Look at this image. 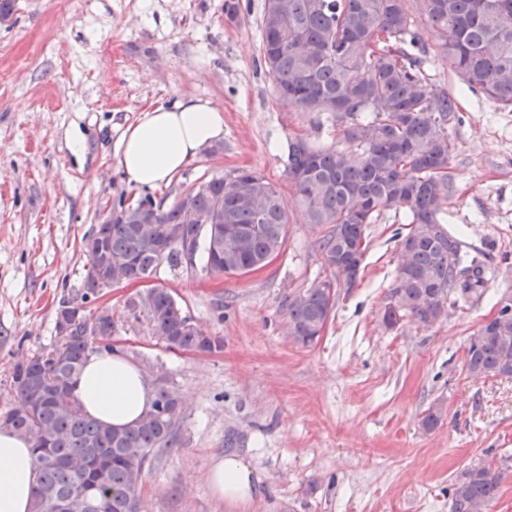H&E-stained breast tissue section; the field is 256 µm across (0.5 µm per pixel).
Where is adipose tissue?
<instances>
[{"mask_svg":"<svg viewBox=\"0 0 512 512\" xmlns=\"http://www.w3.org/2000/svg\"><path fill=\"white\" fill-rule=\"evenodd\" d=\"M224 136V112L209 100L175 96L145 109L116 143L118 165L137 188H155L197 160ZM74 394L88 416L112 427L136 424L151 411L154 389L135 363L116 351L91 354ZM32 445L0 429V512H31ZM250 462L236 454L214 459L208 485L232 507H248L262 494Z\"/></svg>","mask_w":512,"mask_h":512,"instance_id":"ef3b65f1","label":"adipose tissue"}]
</instances>
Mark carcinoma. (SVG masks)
Here are the masks:
<instances>
[{
    "mask_svg": "<svg viewBox=\"0 0 512 512\" xmlns=\"http://www.w3.org/2000/svg\"><path fill=\"white\" fill-rule=\"evenodd\" d=\"M432 29L435 47L448 67L472 92L512 107V0H418ZM419 47L415 20L406 0H265L262 53L278 79L277 100L292 112H329L345 147L313 146L288 139L287 173L306 221L328 227L320 240L321 280L288 301L293 344L318 343L336 305L331 286L344 268L336 257L350 251L363 263L366 231L387 211L404 212L408 231L398 242L392 298L401 314L425 328L450 297L464 291L482 295L487 267L478 255L462 253L461 242L444 227L448 201L451 142L448 128L460 121L457 101L430 80ZM368 112L372 118L354 120ZM224 223L212 224L190 244L161 252L152 238H163L172 224L188 223L174 203L157 209L153 224L114 217L98 226L92 243L103 244L112 269L136 278L154 275L162 264L196 266L211 276H240L286 243L288 203L271 181L251 169L224 176ZM219 183L197 192L196 212L213 208ZM234 228L226 236L224 225ZM102 279L91 255L81 300L96 295ZM153 334L172 348L210 351L215 341L185 331L188 316L175 299L155 288L138 308ZM95 337L75 333L56 337L55 346L15 365L17 402L0 412V425L32 443L35 480L32 512H55L53 499L79 494L100 483L99 495L83 512H137L135 501L146 469L176 441L180 418L167 416L169 389L156 388L153 411L135 425L116 429L88 417L73 395V382ZM472 376L512 373V314L466 349ZM443 404L430 405L421 419L427 431L438 427ZM491 467L468 469L453 484L451 512H489L498 495Z\"/></svg>",
    "mask_w": 512,
    "mask_h": 512,
    "instance_id": "obj_1",
    "label": "carcinoma"
}]
</instances>
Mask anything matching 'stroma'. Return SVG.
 I'll list each match as a JSON object with an SVG mask.
<instances>
[{
	"label": "stroma",
	"instance_id": "obj_1",
	"mask_svg": "<svg viewBox=\"0 0 512 512\" xmlns=\"http://www.w3.org/2000/svg\"><path fill=\"white\" fill-rule=\"evenodd\" d=\"M12 0L0 20V411L16 398V363L49 351L61 300L89 267L85 241L119 200L151 194L170 206L186 190L238 168L262 173L288 202L282 253L221 279L161 265L153 278L204 335L202 352L168 348L126 303L122 283L89 299L112 309V344L145 374H163L183 403L176 446L146 472L142 512H230L206 484L214 458L243 456L264 487L246 512H451V485L491 464L512 512V377L468 375L465 350L480 323L512 295V110L467 90L440 56L431 80L458 100L449 232L488 268L479 299L451 302L426 329L382 323L392 301L404 214L366 230L356 287L342 289L322 339L289 338L287 305L324 277L322 229L305 222L288 180L287 141L337 143L325 112H291L275 99L262 59L264 0ZM174 95L210 100L224 136L164 185L127 184L115 157L122 131ZM84 141L81 155L70 138ZM433 431L420 421L434 403Z\"/></svg>",
	"mask_w": 512,
	"mask_h": 512
}]
</instances>
